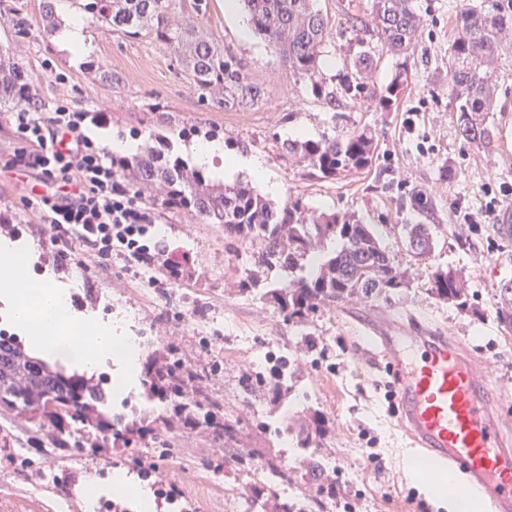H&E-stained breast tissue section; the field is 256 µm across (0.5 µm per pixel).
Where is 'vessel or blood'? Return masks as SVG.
<instances>
[{
	"mask_svg": "<svg viewBox=\"0 0 512 512\" xmlns=\"http://www.w3.org/2000/svg\"><path fill=\"white\" fill-rule=\"evenodd\" d=\"M373 342L398 376L399 422L414 447L512 512V440L478 364L451 340L386 319Z\"/></svg>",
	"mask_w": 512,
	"mask_h": 512,
	"instance_id": "1",
	"label": "vessel or blood"
}]
</instances>
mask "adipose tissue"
Instances as JSON below:
<instances>
[{"label":"adipose tissue","instance_id":"1","mask_svg":"<svg viewBox=\"0 0 512 512\" xmlns=\"http://www.w3.org/2000/svg\"><path fill=\"white\" fill-rule=\"evenodd\" d=\"M189 153L194 162L202 167H213L222 162L225 171L231 172L245 167L256 179H263L264 168L255 159L224 154V145L217 140L201 141L191 144ZM13 315L18 324L37 326L43 322L54 323L57 331L51 336L35 337L34 342L47 355L54 354L60 344L71 339L70 306L66 297L47 283L35 280L27 281L14 306Z\"/></svg>","mask_w":512,"mask_h":512}]
</instances>
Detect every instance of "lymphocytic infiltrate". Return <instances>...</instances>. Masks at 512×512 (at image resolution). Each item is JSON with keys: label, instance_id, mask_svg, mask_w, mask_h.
<instances>
[{"label": "lymphocytic infiltrate", "instance_id": "obj_1", "mask_svg": "<svg viewBox=\"0 0 512 512\" xmlns=\"http://www.w3.org/2000/svg\"><path fill=\"white\" fill-rule=\"evenodd\" d=\"M87 118L63 106L47 121L26 108L12 113L11 123L29 145L19 164L65 188L64 194L31 199L27 205L40 213L50 245L67 249L76 264H85L91 251L106 258L117 253L147 260L153 215L114 172L111 157L85 134Z\"/></svg>", "mask_w": 512, "mask_h": 512}]
</instances>
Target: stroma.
I'll return each instance as SVG.
<instances>
[{
    "mask_svg": "<svg viewBox=\"0 0 512 512\" xmlns=\"http://www.w3.org/2000/svg\"><path fill=\"white\" fill-rule=\"evenodd\" d=\"M25 3L26 31L0 26V47L10 50L29 74L33 92L50 118L57 106L87 112L95 120L85 133L101 149L109 139L154 145L166 136L177 151L202 140L218 139L229 156L260 160L265 177L256 181L275 204L298 196L309 208L348 213L375 225L386 249L413 274L411 288L391 299L364 300L323 310L309 324L308 337L258 295L245 294L238 282L257 257V246L225 237L221 227L202 223L195 214L165 208L143 196L151 209L154 259L151 266L131 257L91 261L75 270L49 246L43 227L26 205L40 192L38 172L16 165L27 144L0 110V243L18 245L34 266V278L67 291L75 280L83 286L70 308L78 322L108 326L119 336L140 329L156 339V348H177L185 362L203 375L204 395L222 401L223 414L249 420V402L242 379L250 372L251 340L278 354H290L298 383L293 395L304 409L318 410L330 423L320 439L321 456L332 459L346 495L323 500L321 512H417L426 501L429 512H452L447 495L435 491L431 464L412 469L419 451L397 428L387 395L397 388L395 373L377 352L365 351L382 315L433 336L460 337L481 364L489 384L501 389L499 409L512 420V334L494 317L497 285L512 278V238H502L498 224L512 217V48L504 51L498 104L493 121L500 130L492 151L466 144L459 135L455 106L448 89V46L456 35L455 9L466 0H415L423 24L408 59L409 78L387 109L376 100L330 106L315 96L306 79L282 62L274 46L251 31L244 8L224 9L225 0H176L173 18L207 31L239 58L250 78L264 92L249 110L226 111L199 102L192 80L176 56L151 37L131 39L108 27L86 26L89 48L72 56L55 41L38 34L40 0ZM328 14L332 35L322 76L336 84L354 45L355 33L343 22L338 0H319ZM107 62L118 84L107 86L89 69L91 60ZM363 128L377 141L372 167L335 180L310 174L304 164L284 158L280 145L297 137H342ZM422 194L426 209L413 206ZM496 212L473 245L461 244L455 232L458 208L477 213L490 201ZM406 224H428L434 251L419 263L410 256L403 236ZM188 257L178 283L162 273L171 257ZM463 270L473 310L464 313L426 291L434 267ZM13 414L0 408V512H57L55 494L67 489L66 512H85L84 479L95 475L105 501L124 500L140 512V497H155L174 484L191 512H224V488L230 480L223 439L205 431L172 430L155 434L148 419L140 442L157 472L143 475L131 468L127 452L87 457L77 453L54 462V482L44 485L42 460L23 459L16 450ZM375 446L378 463L367 458ZM128 476L131 491L113 486L115 476Z\"/></svg>",
    "mask_w": 512,
    "mask_h": 512,
    "instance_id": "stroma-1",
    "label": "stroma"
}]
</instances>
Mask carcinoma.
Listing matches in <instances>:
<instances>
[{
    "label": "carcinoma",
    "instance_id": "obj_1",
    "mask_svg": "<svg viewBox=\"0 0 512 512\" xmlns=\"http://www.w3.org/2000/svg\"><path fill=\"white\" fill-rule=\"evenodd\" d=\"M252 29L278 50L288 68L311 82L312 92L330 105L362 98L380 60L379 48L404 58L393 81L376 94L387 107L397 96L407 77V61L420 33L421 18L413 0H374L370 20L345 13L356 30L355 48L350 61L338 74V83L328 86L317 80L330 38L329 20L315 8V0H242ZM82 18L101 23L128 38L150 36L160 45L178 53L203 102L224 109L246 110L263 98L260 86L249 80L244 67L232 53L221 48L208 34L193 27H175L169 20L173 0H76ZM24 4L6 14L0 23L25 30ZM42 36L56 30L54 0H40ZM457 34L449 47L448 85L457 101L456 122L461 137L478 149L491 151L497 129L490 122L499 87V60L512 46V0L469 3L456 13ZM28 105L38 109L24 67L6 50H0V106ZM157 145L131 157L112 158L114 171L130 180L137 193L157 191L161 204L195 213L207 224L224 226V236L260 245L259 265L270 270H288V280L262 289L261 296L288 320L305 328L324 308L354 299H386L409 287L408 270L382 246L372 224H363L343 213H316L302 199L291 196L280 207L274 206L250 183H214L203 171L191 168L164 136ZM282 152L307 162L316 174L334 179L345 173L360 172L376 160L373 138L366 132H353L341 138L286 140ZM407 251L416 261L431 257L433 230L429 224L405 226ZM426 292L448 302L462 312L469 311L470 289L456 270L434 269ZM495 317L512 331V280L500 282ZM144 390L162 400H174L183 413L181 426L210 428L224 437V445L238 440L239 421L220 417L219 403L184 398V389L198 378L186 369L176 351H171L166 380L158 379L153 358L141 368ZM294 372L290 362L281 359L267 373L253 375L247 387L263 391L270 405L278 409L291 392ZM111 390L100 379L83 378L53 368L31 355L26 347L9 336L0 335V407L19 417L35 415L26 424L30 434L27 451L43 453L40 431L53 428V459L73 451L96 454L94 438L110 432L131 444L140 437L137 422L114 429L106 415ZM328 432V419L320 412L309 413L294 429L302 456L300 478L317 488L308 500L306 512H319L324 498L341 495L336 474L322 467L317 439ZM264 463L279 481H292L291 470L281 465L280 455L264 449Z\"/></svg>",
    "mask_w": 512,
    "mask_h": 512
}]
</instances>
